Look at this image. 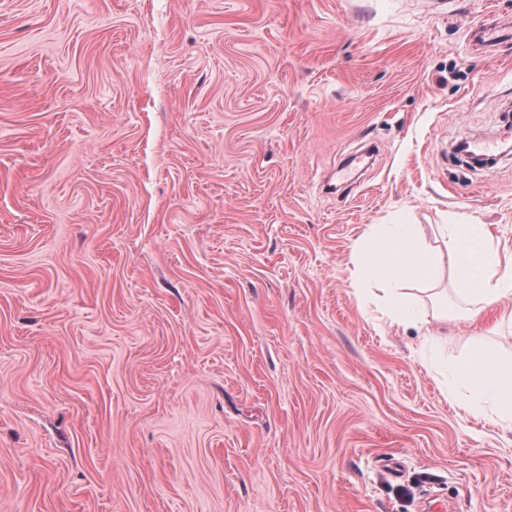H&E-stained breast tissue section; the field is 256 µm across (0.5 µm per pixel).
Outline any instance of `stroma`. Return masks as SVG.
<instances>
[{"mask_svg":"<svg viewBox=\"0 0 512 512\" xmlns=\"http://www.w3.org/2000/svg\"><path fill=\"white\" fill-rule=\"evenodd\" d=\"M511 134L512 0H0V512H512L440 372L512 297L428 345L351 279L512 249ZM352 277L371 293L381 319L390 327H423L429 321L414 310L415 284H432L444 253L428 245L417 224H369L356 241Z\"/></svg>","mask_w":512,"mask_h":512,"instance_id":"obj_1","label":"stroma"}]
</instances>
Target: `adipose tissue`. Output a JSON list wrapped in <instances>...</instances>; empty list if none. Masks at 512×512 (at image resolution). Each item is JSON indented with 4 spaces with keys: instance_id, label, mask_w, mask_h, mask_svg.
Wrapping results in <instances>:
<instances>
[{
    "instance_id": "obj_1",
    "label": "adipose tissue",
    "mask_w": 512,
    "mask_h": 512,
    "mask_svg": "<svg viewBox=\"0 0 512 512\" xmlns=\"http://www.w3.org/2000/svg\"><path fill=\"white\" fill-rule=\"evenodd\" d=\"M443 248L425 241L418 225L397 222L371 224L353 249L352 277L371 293L382 320L389 326L425 325L414 310V285L433 283L442 262H449L463 299L471 307L469 320L485 321L500 300L512 293V251L483 224H445ZM445 386L474 416L512 430V362L500 359L495 348L480 342L450 369Z\"/></svg>"
}]
</instances>
